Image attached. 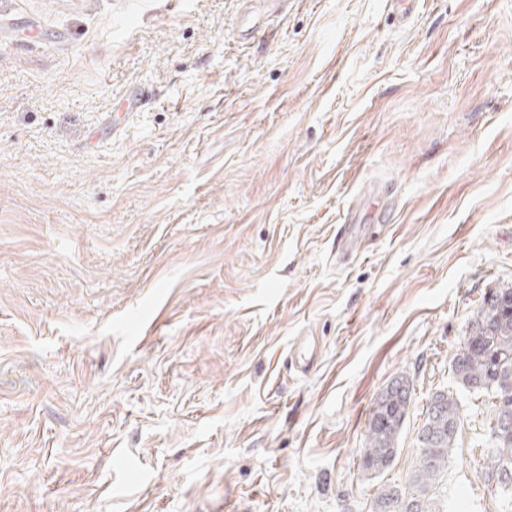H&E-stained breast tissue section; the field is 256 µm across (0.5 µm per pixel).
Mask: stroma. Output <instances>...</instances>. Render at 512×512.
Returning a JSON list of instances; mask_svg holds the SVG:
<instances>
[{"mask_svg": "<svg viewBox=\"0 0 512 512\" xmlns=\"http://www.w3.org/2000/svg\"><path fill=\"white\" fill-rule=\"evenodd\" d=\"M501 286L512 0H0V512H374ZM462 410L443 512H512ZM411 384L407 379H395L377 398L368 420L367 441L361 450V468L380 472L388 468L398 449L411 403Z\"/></svg>", "mask_w": 512, "mask_h": 512, "instance_id": "1", "label": "stroma"}]
</instances>
